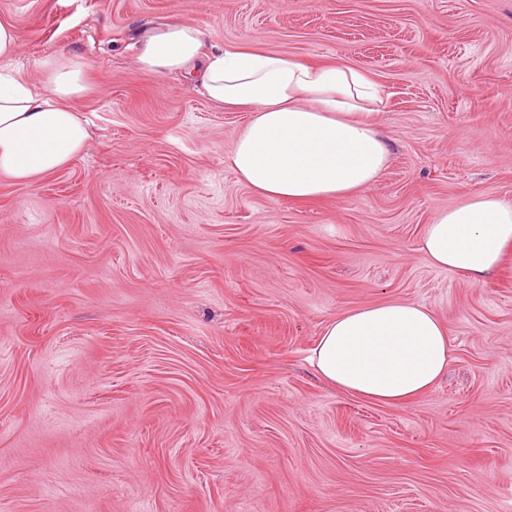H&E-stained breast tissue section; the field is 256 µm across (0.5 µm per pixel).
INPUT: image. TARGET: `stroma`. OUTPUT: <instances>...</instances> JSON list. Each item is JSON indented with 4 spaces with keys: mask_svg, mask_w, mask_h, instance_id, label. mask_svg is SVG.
<instances>
[{
    "mask_svg": "<svg viewBox=\"0 0 512 512\" xmlns=\"http://www.w3.org/2000/svg\"><path fill=\"white\" fill-rule=\"evenodd\" d=\"M13 66L81 56L91 138L0 178V512H512V258L484 284L418 250L433 215L512 199V0H0ZM356 68L390 164L271 201L226 161L246 113L142 70L139 33ZM430 307L446 376L406 407L308 357L337 314Z\"/></svg>",
    "mask_w": 512,
    "mask_h": 512,
    "instance_id": "1",
    "label": "stroma"
}]
</instances>
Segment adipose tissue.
Here are the masks:
<instances>
[{
	"mask_svg": "<svg viewBox=\"0 0 512 512\" xmlns=\"http://www.w3.org/2000/svg\"><path fill=\"white\" fill-rule=\"evenodd\" d=\"M135 57L149 71L194 75L225 110L248 113L228 162L264 198L340 199L371 187L389 164L388 140L372 118L381 88L357 69L249 48L208 51L203 30L187 23L149 31ZM39 71L32 83L0 70V176L18 183L62 170L90 138L77 106L90 91L84 61L51 59ZM419 250L431 266L481 282L512 253V200L478 194L437 211ZM450 355L430 308L390 299L337 314L309 362L337 391L404 406L435 387Z\"/></svg>",
	"mask_w": 512,
	"mask_h": 512,
	"instance_id": "1",
	"label": "adipose tissue"
}]
</instances>
